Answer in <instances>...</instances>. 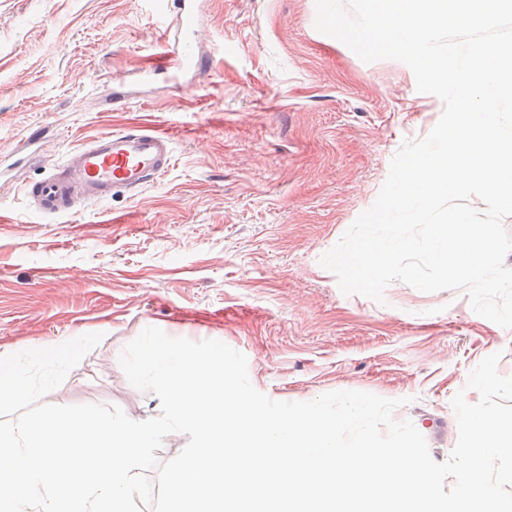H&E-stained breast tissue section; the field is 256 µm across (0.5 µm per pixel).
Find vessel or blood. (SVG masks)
I'll list each match as a JSON object with an SVG mask.
<instances>
[{
  "mask_svg": "<svg viewBox=\"0 0 512 512\" xmlns=\"http://www.w3.org/2000/svg\"><path fill=\"white\" fill-rule=\"evenodd\" d=\"M172 161L171 139L152 127L134 126L85 141L63 164L31 187L29 197L45 214L70 212L78 204L130 192L165 173Z\"/></svg>",
  "mask_w": 512,
  "mask_h": 512,
  "instance_id": "vessel-or-blood-1",
  "label": "vessel or blood"
}]
</instances>
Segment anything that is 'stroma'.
Instances as JSON below:
<instances>
[{
  "instance_id": "1",
  "label": "stroma",
  "mask_w": 512,
  "mask_h": 512,
  "mask_svg": "<svg viewBox=\"0 0 512 512\" xmlns=\"http://www.w3.org/2000/svg\"><path fill=\"white\" fill-rule=\"evenodd\" d=\"M183 91L140 74L169 60L173 0H0V352L103 338L46 395L119 406L144 420L157 396L119 363L147 327L219 340L272 399L337 390L403 399L435 461L458 439L451 400L512 329L464 293L395 282L384 303L343 295L320 257L377 198L404 141L425 138L442 101L395 60L361 61L314 27L315 0H194ZM130 90L129 103H112ZM139 122L172 138L169 170L49 218L26 197L82 142Z\"/></svg>"
}]
</instances>
